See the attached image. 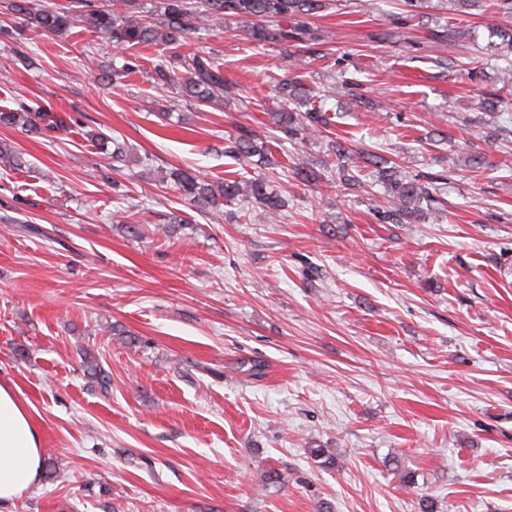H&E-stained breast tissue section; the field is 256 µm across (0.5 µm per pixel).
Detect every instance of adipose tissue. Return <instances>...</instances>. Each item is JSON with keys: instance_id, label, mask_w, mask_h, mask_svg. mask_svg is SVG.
I'll list each match as a JSON object with an SVG mask.
<instances>
[{"instance_id": "adipose-tissue-1", "label": "adipose tissue", "mask_w": 512, "mask_h": 512, "mask_svg": "<svg viewBox=\"0 0 512 512\" xmlns=\"http://www.w3.org/2000/svg\"><path fill=\"white\" fill-rule=\"evenodd\" d=\"M38 423L13 386L0 383V512L40 479Z\"/></svg>"}]
</instances>
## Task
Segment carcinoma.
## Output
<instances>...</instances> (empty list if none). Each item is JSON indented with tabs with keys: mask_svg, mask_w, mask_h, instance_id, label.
Returning <instances> with one entry per match:
<instances>
[{
	"mask_svg": "<svg viewBox=\"0 0 512 512\" xmlns=\"http://www.w3.org/2000/svg\"><path fill=\"white\" fill-rule=\"evenodd\" d=\"M449 10L464 13L473 9L512 16V0H448ZM326 7L325 0H161L158 17L146 22L138 15L135 0H116V6L103 8L95 0H69L67 6L37 7L31 0H10L8 9L20 20L21 28L0 26V36L17 39L20 30L38 36L66 38L80 24L84 30L107 39L112 46L130 50L140 45H159L172 50L153 64L152 79L162 89H175L189 99L202 103L219 104L224 100V68L214 58L185 49L186 35L208 25L214 17L225 16L256 19L250 26V35L260 44L283 45L291 43L301 54L318 53L316 47L326 41L321 30L311 26L309 18ZM500 87L486 98L489 110L497 104L512 101V70H502ZM276 99L296 103L304 111L282 108L268 113L273 129L286 138L306 139L322 134L330 125L326 111L314 104L312 91L298 77L285 78L275 85ZM0 127L20 129L48 135L62 127L61 120L52 112L18 104L12 110L0 109ZM94 141L101 153L112 159V170L135 161L145 164L147 159H135L119 139L112 140L95 133ZM334 169L323 173L303 163L294 164L293 174L306 182L327 180L341 183L346 188L360 185L357 159L352 149L343 143L332 142ZM224 152L237 158H256L260 168L274 165L272 152L261 138L250 130L228 140ZM366 163L376 168L385 184L386 206L377 211L379 220L386 224H406L414 215L428 209L439 213L437 200L422 179L406 174L388 159L370 154ZM0 166L11 170L25 167V160L17 148L7 140H0ZM182 196L197 209L210 213L224 212V207L250 204L275 220L285 207V201L267 176L249 180L224 179L210 181L181 168H170L163 175Z\"/></svg>",
	"mask_w": 512,
	"mask_h": 512,
	"instance_id": "cac0c4a2",
	"label": "carcinoma"
}]
</instances>
